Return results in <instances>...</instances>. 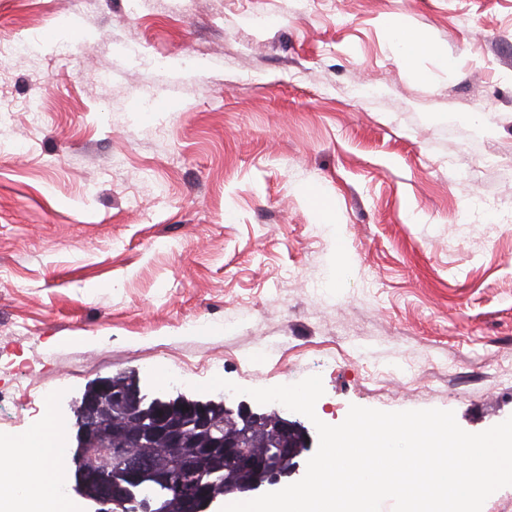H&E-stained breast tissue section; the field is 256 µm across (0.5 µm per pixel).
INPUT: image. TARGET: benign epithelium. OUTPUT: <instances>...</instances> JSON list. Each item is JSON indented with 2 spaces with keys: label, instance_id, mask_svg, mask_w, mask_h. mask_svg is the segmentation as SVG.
<instances>
[{
  "label": "benign epithelium",
  "instance_id": "obj_1",
  "mask_svg": "<svg viewBox=\"0 0 512 512\" xmlns=\"http://www.w3.org/2000/svg\"><path fill=\"white\" fill-rule=\"evenodd\" d=\"M149 399L136 385L115 389L107 377H100L85 390L80 401V416L76 423V447L72 461L75 466L73 489L113 512H167L165 492L172 486L171 474L155 470L151 463L132 454L127 448H114L99 442L94 436V423L103 402H125L129 408L119 421V427L141 443L163 441L171 446L184 444L194 435L208 438V446L194 452L219 454L224 461L245 466L256 472L248 484L224 487V495L251 496L271 488L289 485L300 473L306 454L313 444L310 429L299 420L278 413L275 447L259 453L251 448L254 429L270 412L247 400L224 397L220 400L197 399L179 394L176 397L155 396L156 403L181 407L182 414L171 417L162 413L149 414L142 404ZM235 422L234 430L226 435L224 419ZM177 471L192 476L193 489L184 499L185 512H213L218 496L209 490L212 479L194 475L193 458L182 455L173 462ZM93 481L98 492L90 497L85 484Z\"/></svg>",
  "mask_w": 512,
  "mask_h": 512
}]
</instances>
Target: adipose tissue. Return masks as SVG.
Wrapping results in <instances>:
<instances>
[{"label":"adipose tissue","mask_w":512,"mask_h":512,"mask_svg":"<svg viewBox=\"0 0 512 512\" xmlns=\"http://www.w3.org/2000/svg\"><path fill=\"white\" fill-rule=\"evenodd\" d=\"M54 437L51 424H44L20 442L16 452H0V483L20 487L24 495L0 497V512H68L67 503L57 499L48 482Z\"/></svg>","instance_id":"obj_1"}]
</instances>
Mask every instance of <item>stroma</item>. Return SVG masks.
I'll use <instances>...</instances> for the list:
<instances>
[{
  "mask_svg": "<svg viewBox=\"0 0 512 512\" xmlns=\"http://www.w3.org/2000/svg\"><path fill=\"white\" fill-rule=\"evenodd\" d=\"M391 22L445 57L404 64ZM19 37L0 443L48 400L74 448L77 401L116 375L189 396L318 375L330 425L353 405L469 433L512 416V0H0Z\"/></svg>",
  "mask_w": 512,
  "mask_h": 512,
  "instance_id": "stroma-1",
  "label": "stroma"
}]
</instances>
